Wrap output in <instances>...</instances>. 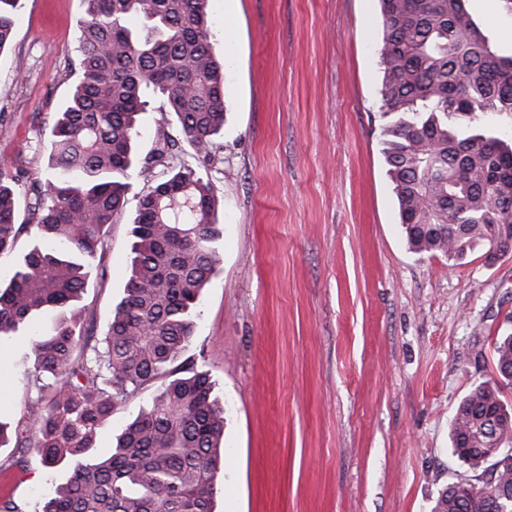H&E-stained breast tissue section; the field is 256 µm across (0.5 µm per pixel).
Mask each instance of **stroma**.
<instances>
[{"label": "stroma", "instance_id": "1", "mask_svg": "<svg viewBox=\"0 0 512 512\" xmlns=\"http://www.w3.org/2000/svg\"><path fill=\"white\" fill-rule=\"evenodd\" d=\"M512 52L500 0H465ZM82 0H26L0 52V171L34 177L35 130L66 102ZM225 65L224 148L209 177L224 251L181 364L208 371L224 405L214 512H431L482 471L449 432L493 382L512 333V252L452 267L412 253L382 153L378 0H209ZM135 202L111 229L107 274L85 297L107 328L131 258ZM29 333L0 338V417L28 404ZM99 430L100 453L147 401ZM34 449L0 447V497L36 512L60 484Z\"/></svg>", "mask_w": 512, "mask_h": 512}]
</instances>
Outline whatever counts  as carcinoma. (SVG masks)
I'll return each mask as SVG.
<instances>
[{
    "label": "carcinoma",
    "instance_id": "1",
    "mask_svg": "<svg viewBox=\"0 0 512 512\" xmlns=\"http://www.w3.org/2000/svg\"><path fill=\"white\" fill-rule=\"evenodd\" d=\"M209 0H84L79 77L50 129L49 177L27 183L0 171V256L24 236L30 248L0 284V337L44 309L61 312L31 341L35 397L15 426L63 483L38 512H213L224 444V404L206 371L177 364L190 342L202 291L221 262L213 185L168 164L175 140L160 126L141 160L135 150L147 89L160 94L202 165L224 129V63L211 51ZM23 0H0V52ZM382 140L400 224L411 252L460 265L482 251L512 250V143L496 117L512 119V54L494 48L464 0H379ZM141 30L128 27L130 16ZM137 200L124 297L106 333L85 328L83 303L112 224ZM25 219L18 221V198ZM512 379V335L495 347ZM160 383L117 439L97 452L100 426L127 399ZM501 389L475 387L451 421L452 455L472 466L500 446ZM492 480L469 493L452 483L433 512H512V453L490 460Z\"/></svg>",
    "mask_w": 512,
    "mask_h": 512
}]
</instances>
